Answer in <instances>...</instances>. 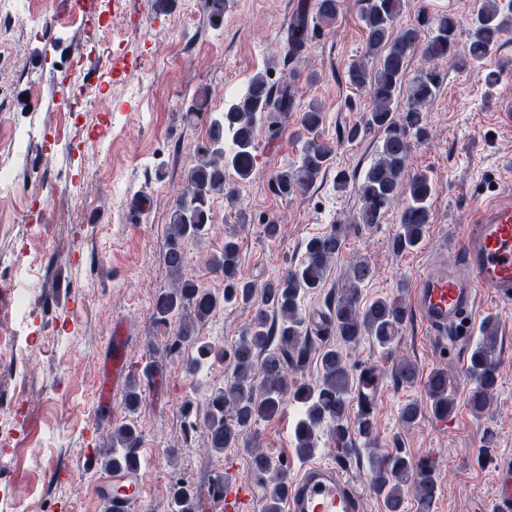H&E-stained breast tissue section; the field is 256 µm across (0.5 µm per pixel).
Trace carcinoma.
Instances as JSON below:
<instances>
[{"instance_id":"carcinoma-1","label":"carcinoma","mask_w":512,"mask_h":512,"mask_svg":"<svg viewBox=\"0 0 512 512\" xmlns=\"http://www.w3.org/2000/svg\"><path fill=\"white\" fill-rule=\"evenodd\" d=\"M411 7V0H364L360 19L363 23L366 52L364 59L350 66L348 81L367 93L370 106L361 120L345 127L344 138L355 142L365 129L382 133L377 157L357 183L360 207L354 221L371 226L381 222L397 196H407V206L400 215L399 231L393 244L405 252L422 242L431 220L430 199L435 191L431 176L425 172H407L413 142L429 138L424 108L435 97L441 84L438 62L458 68H475L496 47L499 37L512 28V0H482L472 14L469 43L458 49L460 20L445 13H422L421 23L432 36L422 54L429 66L413 79L404 104H399L400 90L407 72L408 58L418 42V30L396 29V20ZM340 0H314V15L302 7L296 9L288 26L287 51L284 62H293L303 51L308 25L331 28L336 24ZM202 10L214 27L222 25L224 0H203ZM294 98L288 85L274 86L266 74L255 75L247 90L224 105V111L210 117L208 144L197 149L195 164L187 170V190L176 201L170 215V233L165 264L178 283L161 290L155 298L158 323L168 325L181 310L191 308L197 320L207 318L221 304L250 302L254 284L242 276L239 267V244L232 237L224 239L218 252L212 253L206 266L224 278V293L217 295L190 281L181 280L187 256L182 244L199 240L213 222L209 200L222 195L234 203L235 189L230 178L249 179L255 167V138L263 119L293 110ZM302 141L296 162L277 172L274 191L286 198L303 196L315 188L335 154V146L322 137V107L313 104L303 113ZM347 227L332 224L329 230L310 238L304 245V257L286 269L281 276L264 284L266 308L259 310L234 351L233 383L209 395L204 423L207 447L222 454L234 446L243 432L259 419L274 417L280 409L281 395L288 387V371L300 369L308 357L312 338L304 330L302 301L316 288L322 287L331 262L340 253ZM372 277L371 267L356 261L349 267L347 279L328 304L327 322L345 345L354 346L366 339L390 356L395 343L412 323V316L397 296H381L359 306L360 288ZM498 327L491 318L485 320L482 336L475 344L468 374L474 382L468 403L471 412L480 416L486 410L497 385L500 345ZM193 340L190 325L182 323L176 335L169 338L166 352L180 351ZM212 353V347L201 345L197 355L187 358V371L195 373ZM394 377L405 384L414 383L417 370L408 360L398 362ZM354 386L352 367L338 348H324L320 353L317 381L296 386L294 400L303 412L294 427L295 450L299 457L313 455L322 436H328L339 452L360 457L358 440L369 444L374 422L361 415L356 427L350 428V394ZM452 379L448 371L431 372L426 393L429 408L438 418H447L455 409ZM424 406L410 401L401 409L405 425L416 423ZM141 435L133 423L112 431V444L105 455L109 466L127 465L139 469ZM254 472L267 476L263 512H281L285 496L286 471L280 461L258 448L248 449ZM372 485L383 500L384 512H404L407 494H413L421 508L433 502L437 483L434 463L429 458L413 460L402 449L372 460ZM224 498V475L213 479L207 494L179 483L173 486L168 512H203L210 499Z\"/></svg>"}]
</instances>
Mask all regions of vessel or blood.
<instances>
[{"instance_id": "vessel-or-blood-1", "label": "vessel or blood", "mask_w": 512, "mask_h": 512, "mask_svg": "<svg viewBox=\"0 0 512 512\" xmlns=\"http://www.w3.org/2000/svg\"><path fill=\"white\" fill-rule=\"evenodd\" d=\"M458 251L464 266L446 260L428 266L414 289V309L437 334L466 335V322L476 310L477 295L487 290L497 298L512 300V199L502 197L483 206L466 233ZM122 334L112 338V353L106 360L99 383V400L113 404L117 394L111 381L125 377ZM111 488L107 512H129L141 490L136 471L115 467L100 472L92 492ZM286 512H361V499L342 471L332 463L317 461L290 478L285 491ZM250 504L246 489L226 480L225 512H244Z\"/></svg>"}]
</instances>
